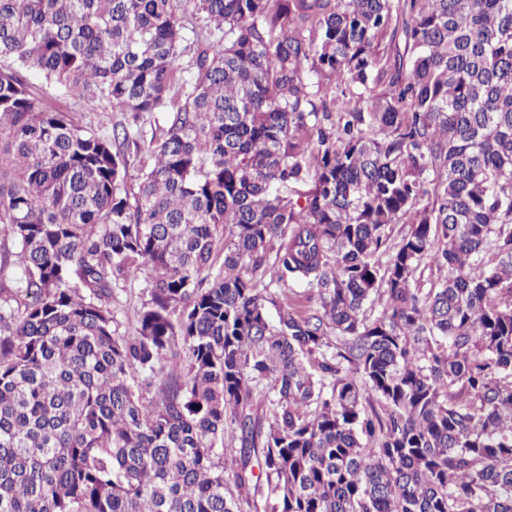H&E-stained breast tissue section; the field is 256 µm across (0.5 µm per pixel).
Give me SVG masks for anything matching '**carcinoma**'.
<instances>
[{
  "label": "carcinoma",
  "instance_id": "obj_1",
  "mask_svg": "<svg viewBox=\"0 0 512 512\" xmlns=\"http://www.w3.org/2000/svg\"><path fill=\"white\" fill-rule=\"evenodd\" d=\"M178 2L0 0V512H512V0ZM26 76L34 87L35 95L38 98L62 111L71 112L73 117L83 125L97 128L102 124L110 127L111 124L126 123L125 114L121 112L90 110L84 102L77 98L64 95L56 84L46 81L34 71L27 72ZM275 257V251H270L266 258L265 266L267 267V272L265 274V277L263 279L264 284L267 285V288H269L270 292L273 294V296L276 298V305L274 306L272 304L268 305V311L270 318L275 321L277 319V312L279 304L281 303V298L283 294L288 295L291 292H297L298 294H302L305 296H312V305L315 306L317 302V293L315 290H311L309 288H306L305 285L300 284H291L283 285L282 283H277L275 280V277H273V261ZM118 292L117 303L112 304L116 318L122 323L121 329L124 331L129 327L127 315H132L133 310L139 308L141 303L148 298L147 274H141L138 279L129 283L124 291Z\"/></svg>",
  "mask_w": 512,
  "mask_h": 512
}]
</instances>
